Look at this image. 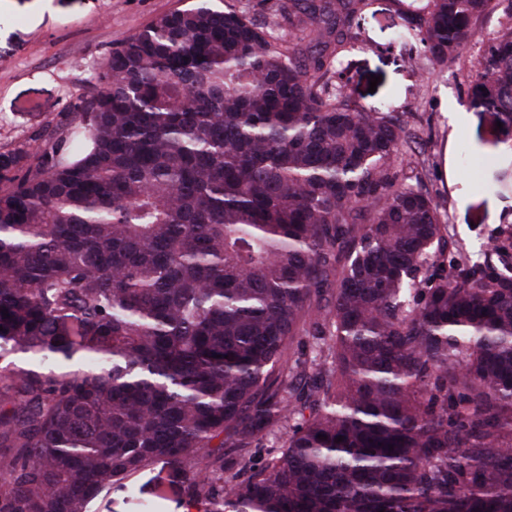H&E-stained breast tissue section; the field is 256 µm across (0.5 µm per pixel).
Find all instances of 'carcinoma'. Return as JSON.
<instances>
[{
    "mask_svg": "<svg viewBox=\"0 0 512 512\" xmlns=\"http://www.w3.org/2000/svg\"><path fill=\"white\" fill-rule=\"evenodd\" d=\"M370 4L284 0L275 35L192 0L0 154L34 157L0 189V512H512V243L464 257L397 169L405 113L353 98ZM500 7L398 38L446 65ZM469 96L512 130V27Z\"/></svg>",
    "mask_w": 512,
    "mask_h": 512,
    "instance_id": "cac0c4a2",
    "label": "carcinoma"
}]
</instances>
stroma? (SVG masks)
I'll list each match as a JSON object with an SVG mask.
<instances>
[{
    "label": "stroma",
    "mask_w": 512,
    "mask_h": 512,
    "mask_svg": "<svg viewBox=\"0 0 512 512\" xmlns=\"http://www.w3.org/2000/svg\"><path fill=\"white\" fill-rule=\"evenodd\" d=\"M191 0H0V153L32 147L90 96L89 76L112 47L156 18ZM401 19L393 0H372L361 20L362 36L341 67L358 103L405 113L417 137L406 144L404 173L429 163L426 189L448 233L474 258L512 236V192L491 184L494 166L512 165V146L497 143L489 116L471 108L468 82L485 40L512 26L503 12L480 19V41L461 59L439 68L398 40ZM379 76L370 87V76ZM494 166L470 173V159Z\"/></svg>",
    "instance_id": "stroma-1"
}]
</instances>
